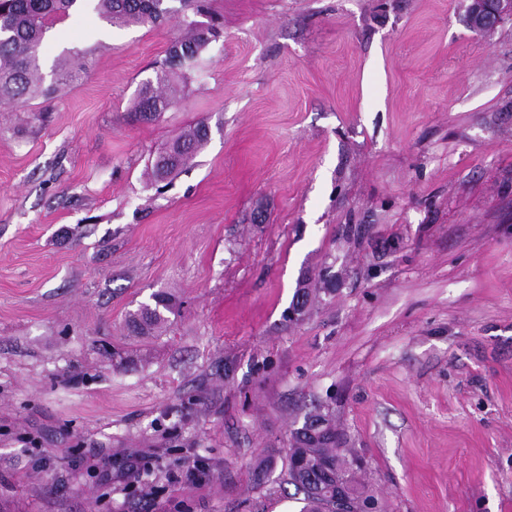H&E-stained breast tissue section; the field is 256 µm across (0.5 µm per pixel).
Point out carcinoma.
<instances>
[{
  "label": "carcinoma",
  "instance_id": "carcinoma-1",
  "mask_svg": "<svg viewBox=\"0 0 512 512\" xmlns=\"http://www.w3.org/2000/svg\"><path fill=\"white\" fill-rule=\"evenodd\" d=\"M77 0H0V103L17 104L49 98L75 84L87 74V58L65 53L51 73L43 67L42 47L53 26L70 15ZM166 0H93V12L113 25L156 24L170 10ZM212 27L186 23L184 36L170 48L165 64L141 86L132 112L143 121L159 118L170 105L179 85L188 79L187 69L208 45L219 38ZM209 140V127L199 122L176 137L154 164L151 175L164 179L184 167ZM175 306L163 292L154 294L151 304H143L128 318V326L140 336H150L169 323L165 313ZM355 458L341 447L336 428L320 408L304 416L301 427L291 430L286 469L288 483L302 495L299 512H335L336 480L348 478L347 487L356 499H371L369 489L353 472Z\"/></svg>",
  "mask_w": 512,
  "mask_h": 512
}]
</instances>
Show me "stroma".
I'll list each match as a JSON object with an SVG mask.
<instances>
[{
  "label": "stroma",
  "instance_id": "1",
  "mask_svg": "<svg viewBox=\"0 0 512 512\" xmlns=\"http://www.w3.org/2000/svg\"><path fill=\"white\" fill-rule=\"evenodd\" d=\"M170 5L154 26L76 7L43 57L87 52L86 78L0 105V512H298L282 464L319 405L386 512H512V20ZM190 21L222 35L138 120ZM155 292L178 314L130 333ZM209 140V127L202 123H196L183 131L168 146L160 157H164L165 163L159 166L157 162L151 169L154 179H164L176 173L184 167L200 151ZM159 157V158H160Z\"/></svg>",
  "mask_w": 512,
  "mask_h": 512
}]
</instances>
